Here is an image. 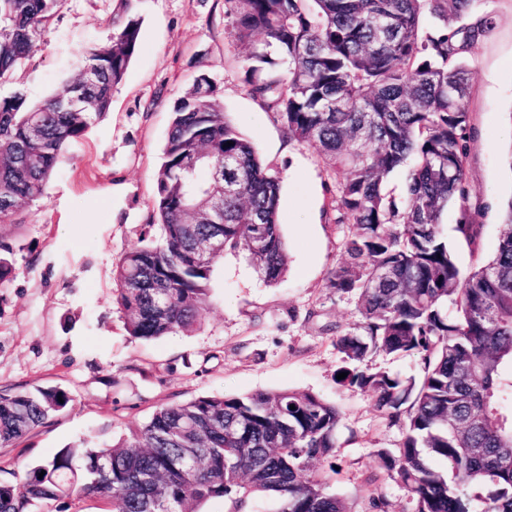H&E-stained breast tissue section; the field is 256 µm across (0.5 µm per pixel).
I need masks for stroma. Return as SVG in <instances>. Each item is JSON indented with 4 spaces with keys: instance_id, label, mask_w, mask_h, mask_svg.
Here are the masks:
<instances>
[{
    "instance_id": "35a3bbf8",
    "label": "stroma",
    "mask_w": 512,
    "mask_h": 512,
    "mask_svg": "<svg viewBox=\"0 0 512 512\" xmlns=\"http://www.w3.org/2000/svg\"><path fill=\"white\" fill-rule=\"evenodd\" d=\"M117 8L118 0H65L16 74L30 101L62 92L78 72L80 48L110 39ZM225 10L224 0H144L140 45L109 112L67 144L46 197L24 207L21 223L0 224V239L16 251L15 273L0 284V392L58 387L71 397L45 424L0 447V467L20 477L80 440H118L168 402L308 391L342 414L341 446L323 465L333 490L353 512H410L404 489L374 455L399 448L401 429L366 393L337 383L336 337L359 319L354 298L329 286L351 231L331 206L341 177L314 149L288 141L248 94ZM476 11L492 29L464 56L475 74L466 174L488 255L512 198V0H480ZM202 73L280 179L288 270L270 286L244 253L225 252L196 328L141 340L128 334L115 303L113 271L154 221L172 106Z\"/></svg>"
}]
</instances>
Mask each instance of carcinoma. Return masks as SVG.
<instances>
[{
	"instance_id": "cac0c4a2",
	"label": "carcinoma",
	"mask_w": 512,
	"mask_h": 512,
	"mask_svg": "<svg viewBox=\"0 0 512 512\" xmlns=\"http://www.w3.org/2000/svg\"><path fill=\"white\" fill-rule=\"evenodd\" d=\"M142 0H119L110 41L79 52L64 93L32 104L0 95V223L13 224L44 198L65 146L108 112L139 45ZM478 0H225L229 36L247 49L243 82L283 133L342 172L337 223L353 231L331 287L356 298L359 321L336 336L338 384L367 393L399 448L375 451L405 488L411 512H473L467 489L485 487L479 512H512V200L491 256L458 267L440 226L472 254L482 249L466 179L472 135L464 54L490 21ZM63 0H0V84L37 48ZM436 19L424 23L425 15ZM474 21L457 24L463 15ZM406 171L402 205L385 192ZM224 176L223 223L211 221L214 173ZM279 177L224 112L213 78L201 74L175 105L155 178L153 225L113 273L128 333L153 339L188 332L206 309L221 254L198 260L199 240L223 237L270 285L288 269L279 231ZM15 270L0 241V283ZM414 356L416 376L369 371L378 353ZM71 397L60 388L0 393V447ZM336 404L310 392L208 394L162 404L117 442L82 440L21 479H0V512L35 501L96 495L109 512H198L211 499L245 512L269 496L277 512H351L330 490L322 464L341 448ZM446 461L447 471L429 458ZM455 224V214L452 210H449L442 218L441 231L443 236L448 239V245L454 253L459 268L462 273L466 274L476 265L477 256H473L469 247L456 238L454 232Z\"/></svg>"
}]
</instances>
